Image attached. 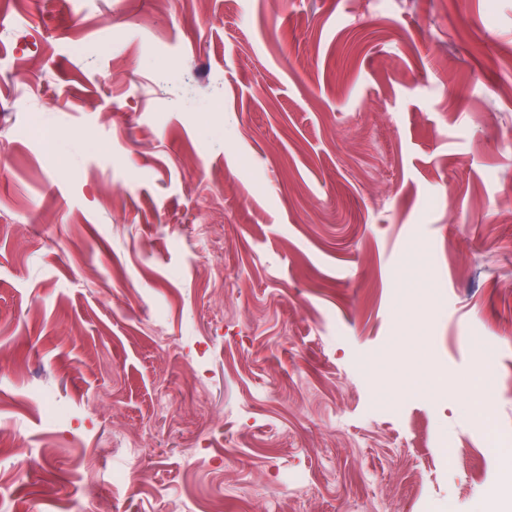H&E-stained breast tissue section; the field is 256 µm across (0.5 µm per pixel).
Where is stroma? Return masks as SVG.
<instances>
[{
	"mask_svg": "<svg viewBox=\"0 0 512 512\" xmlns=\"http://www.w3.org/2000/svg\"><path fill=\"white\" fill-rule=\"evenodd\" d=\"M486 420L512 0H0V512H512Z\"/></svg>",
	"mask_w": 512,
	"mask_h": 512,
	"instance_id": "35a3bbf8",
	"label": "stroma"
}]
</instances>
